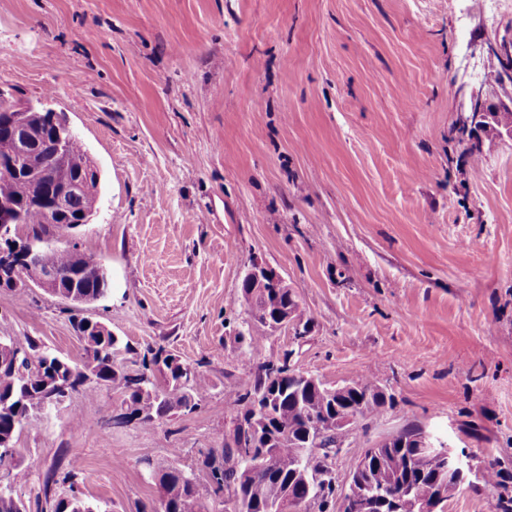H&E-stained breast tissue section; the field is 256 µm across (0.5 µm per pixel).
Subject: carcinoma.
I'll use <instances>...</instances> for the list:
<instances>
[{
	"label": "carcinoma",
	"mask_w": 512,
	"mask_h": 512,
	"mask_svg": "<svg viewBox=\"0 0 512 512\" xmlns=\"http://www.w3.org/2000/svg\"><path fill=\"white\" fill-rule=\"evenodd\" d=\"M27 136L33 146L31 153L35 163L54 165V151L48 146L53 130L40 113L30 116ZM68 146L69 172L86 169L89 155L77 132H72ZM101 190L100 178L85 173L80 194L71 202L70 213L75 214L90 203H98ZM43 195V187L36 179L0 172V198L10 200L22 214V223L29 235L43 241L36 255L38 264L54 271L63 288L75 289L90 302L99 300L108 291L106 270L100 264L92 268L85 266L71 247L60 245L69 219L63 216L55 224L46 223ZM242 292L248 318L255 319L249 328L255 329L256 333L250 332L247 336L251 353L265 340V320L274 318L278 307H291L294 318L304 321V313L290 289L281 295L277 304L271 294L260 289L244 286ZM9 340L20 352L21 363L17 368L11 363H0V440L10 438L15 441V419L36 414L42 399L38 383L25 380L21 369H40L47 361V354L42 352L35 336H11ZM79 340L83 351H88V345L93 344L101 356L97 357V381L85 383L76 377L70 383L73 391L93 398L100 389L106 388L122 397L128 415L142 413L146 423L178 412L195 411L211 388L209 376L190 364L185 365L183 374L166 363L160 364L162 349L131 370L121 358V354L130 352L131 348L120 337L109 332L105 336H81ZM370 388L371 381L365 377L359 380L357 388L337 397L331 394L332 388L322 382L308 388L288 375L277 374L272 378L255 376L253 384L244 393L235 390L225 393V399L239 404L248 413L252 412V406L259 405L263 409L261 418L270 430L258 433L241 424L235 425L224 433V447L209 448L203 453L201 464L209 470L211 492L217 497L227 494L224 506L230 512L234 510L235 501L239 503L237 512H267L268 506L288 496L296 499L314 495L317 487L329 480L328 473L331 472L328 454H319L316 449L334 448L337 444L334 433L315 441L320 426L330 418L348 413L354 406L360 407V419L365 421L392 403L385 397L364 400ZM419 433L420 426H405L398 437L377 449L362 469L357 460H352L346 492L354 503L359 504L377 493L406 492L419 484L429 487L438 496L436 512H448V497L440 495L442 486L448 484V463L443 455L418 447ZM234 445L253 448L257 454L268 448V452L274 454L272 466L250 477L243 472L247 466L245 461L238 472L225 467ZM154 471L158 486L172 495L174 512H210L193 473L175 464H157ZM30 475V467L18 462L10 464L6 477L18 488L29 482ZM480 477L481 481L473 483L472 487H483L496 493L498 510L512 512V489L498 460L485 463ZM53 509L54 512H103L75 489L71 490L70 496L57 499ZM0 512H27V507L14 490L0 494Z\"/></svg>",
	"instance_id": "carcinoma-1"
}]
</instances>
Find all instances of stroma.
<instances>
[{
    "label": "stroma",
    "instance_id": "35a3bbf8",
    "mask_svg": "<svg viewBox=\"0 0 512 512\" xmlns=\"http://www.w3.org/2000/svg\"><path fill=\"white\" fill-rule=\"evenodd\" d=\"M512 0H0V89L66 113L102 177L75 238L118 285L84 306L141 361L201 366L198 409L114 425L116 394L34 415L17 446L46 479L77 474L105 512L156 496L143 460L195 470L224 444L258 366L326 385L371 377L393 406L336 461L408 424L512 473V140L471 141L474 98L512 103L487 43ZM280 273L311 324L248 352L242 280ZM71 304L0 290V336L81 361ZM81 429H72V418Z\"/></svg>",
    "mask_w": 512,
    "mask_h": 512
}]
</instances>
